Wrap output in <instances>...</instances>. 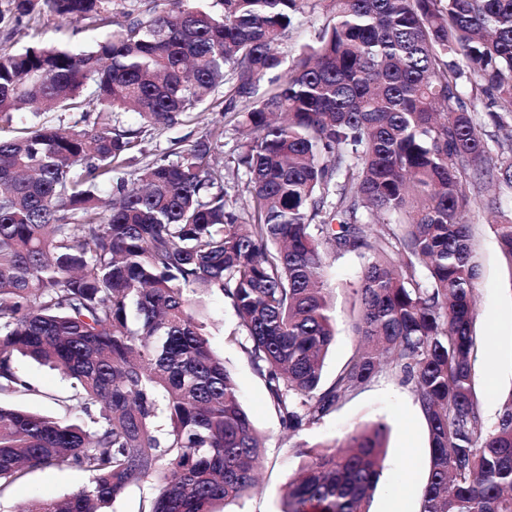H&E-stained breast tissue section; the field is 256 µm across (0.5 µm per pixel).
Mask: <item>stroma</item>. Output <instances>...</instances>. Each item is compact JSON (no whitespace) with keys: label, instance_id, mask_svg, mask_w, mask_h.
Returning a JSON list of instances; mask_svg holds the SVG:
<instances>
[{"label":"stroma","instance_id":"35a3bbf8","mask_svg":"<svg viewBox=\"0 0 512 512\" xmlns=\"http://www.w3.org/2000/svg\"><path fill=\"white\" fill-rule=\"evenodd\" d=\"M327 22L322 0H306L297 12L278 50L293 57ZM105 34L104 29L88 27L81 20H63L44 12L35 20L0 27V48L19 51L31 45L52 44L72 50H86ZM112 123L124 128L141 129L140 153L136 163L156 159L177 160L181 150L221 128L224 135L216 157L224 166L229 193L246 202V176L235 169V158L245 141L233 114L221 105H203L166 128L142 127L137 114L113 115ZM475 205L470 215V244L479 269L473 334L477 339L474 361V391L486 425L497 419L501 401L512 392V268L508 267L489 224V215L481 203L485 190L469 187ZM362 261L353 254H328L324 277L336 319V339L327 355L322 372L323 383H330L352 356L356 337L352 314L356 302L353 293L361 275ZM209 340L213 350L224 359L238 385L241 400L264 443L265 454L260 484L242 499L225 507V512H280L282 494L302 457L298 446L338 445L355 427L382 421L388 426L387 456L370 512H419L429 467V434L418 398L411 385L393 373L377 377L369 387L348 400L339 410L324 417L298 435L283 431L272 409L264 381L252 368L240 343L231 336L237 321L231 307L219 296L206 300ZM20 372L29 382L28 391L8 395L11 403L59 415L64 411L63 396L70 383L58 371L30 362H21ZM87 475L79 470H32L21 482L0 493V512H17L18 507L40 492L56 495L85 486Z\"/></svg>","mask_w":512,"mask_h":512}]
</instances>
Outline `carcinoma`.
<instances>
[{"label": "carcinoma", "instance_id": "1", "mask_svg": "<svg viewBox=\"0 0 512 512\" xmlns=\"http://www.w3.org/2000/svg\"><path fill=\"white\" fill-rule=\"evenodd\" d=\"M302 2L133 0L89 51L0 50L6 123L38 103L165 128L227 87L250 192L240 206L224 188L221 129L116 181L138 130L38 122L0 138V394L31 390L22 356L74 379L60 402L79 410L0 404V493L33 469L90 477L23 512H106L150 479L149 512H223L255 486L263 448L197 314L215 293L289 435L398 373L429 431L420 512H512V392L491 426L474 393L466 192L512 189V140L494 150L485 130L512 128V0H325L326 27L287 63L275 46ZM110 3L10 0L0 23L46 9L99 26ZM483 209L512 269V218L497 196ZM327 249L364 265L357 348L326 387ZM386 436L377 421L302 452L281 512H369Z\"/></svg>", "mask_w": 512, "mask_h": 512}]
</instances>
